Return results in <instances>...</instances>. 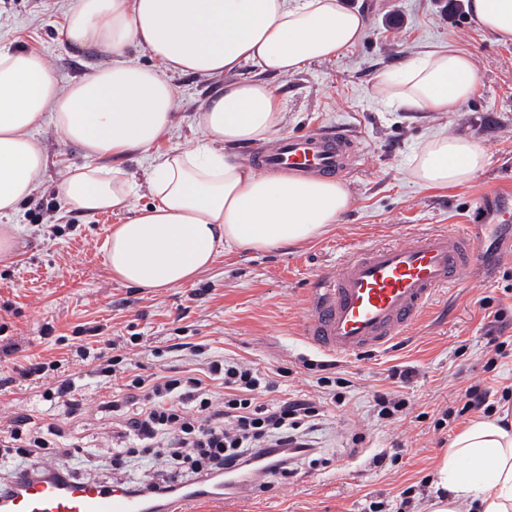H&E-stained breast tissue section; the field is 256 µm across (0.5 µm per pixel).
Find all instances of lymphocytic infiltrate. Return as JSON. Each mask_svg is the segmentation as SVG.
Instances as JSON below:
<instances>
[{"instance_id": "obj_1", "label": "lymphocytic infiltrate", "mask_w": 512, "mask_h": 512, "mask_svg": "<svg viewBox=\"0 0 512 512\" xmlns=\"http://www.w3.org/2000/svg\"><path fill=\"white\" fill-rule=\"evenodd\" d=\"M135 339L108 341L106 349L78 346L73 355L90 377L125 376L123 394L99 402L96 413L112 420V445L108 452L114 470L139 457L159 461V470L141 471L117 488L143 489L167 496L183 481L218 479L224 475L278 473L289 477L296 462L314 459L311 438L325 403L339 404L348 379L337 376L331 360L317 361L322 375L321 399L308 395L280 398L277 381L251 365L217 356L209 358L203 374L142 376L124 354ZM55 361L20 367L22 377L43 386L42 396L51 406L65 410L75 420L87 414L75 378L58 373ZM61 420L35 424L30 415L14 414L0 421V462L20 457L35 461L31 474L61 482L73 480L69 470L52 467L61 454L64 436Z\"/></svg>"}]
</instances>
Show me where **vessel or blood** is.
<instances>
[{
	"label": "vessel or blood",
	"instance_id": "vessel-or-blood-1",
	"mask_svg": "<svg viewBox=\"0 0 512 512\" xmlns=\"http://www.w3.org/2000/svg\"><path fill=\"white\" fill-rule=\"evenodd\" d=\"M356 156L355 140L340 128L286 136L252 154L259 170L298 176L342 173ZM481 258L468 224L357 249L316 278L305 304L304 337L340 357L384 348ZM245 493V485L229 479L187 487L173 501L105 484L25 479L0 492V512H189L192 503L233 506Z\"/></svg>",
	"mask_w": 512,
	"mask_h": 512
}]
</instances>
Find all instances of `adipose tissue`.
Instances as JSON below:
<instances>
[{"instance_id":"adipose-tissue-1","label":"adipose tissue","mask_w":512,"mask_h":512,"mask_svg":"<svg viewBox=\"0 0 512 512\" xmlns=\"http://www.w3.org/2000/svg\"><path fill=\"white\" fill-rule=\"evenodd\" d=\"M473 19L512 43V0H466ZM63 35L76 51L94 47L116 62L60 86L36 52L0 48V255L15 236L5 221L40 186L46 156L34 129L51 121L78 145L87 165L54 187L71 211L122 215L106 244L113 279L135 288H173L207 270L223 252L266 251L319 238L351 205L343 183L326 176L256 174L230 148L271 138L283 121L266 77L338 57L365 31L341 0H71ZM144 47L152 64L125 62ZM255 78L232 79L194 115L189 151H156L175 125L171 75L213 77L244 65ZM468 55L439 49L377 76L380 101L399 112H449L476 91ZM150 157V204L120 164ZM482 146L462 135L431 136L408 173L431 187L467 185L485 165ZM441 492L431 512H512V425L479 418L448 444L436 468Z\"/></svg>"}]
</instances>
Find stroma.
I'll list each match as a JSON object with an SVG mask.
<instances>
[{"label":"stroma","mask_w":512,"mask_h":512,"mask_svg":"<svg viewBox=\"0 0 512 512\" xmlns=\"http://www.w3.org/2000/svg\"><path fill=\"white\" fill-rule=\"evenodd\" d=\"M68 0H0V46L40 54L60 84L111 64L95 50L74 53L61 34ZM363 13L364 37L343 56L315 62L294 74L268 75L278 90L281 133L301 135L325 128L348 129L360 146L355 166L341 180L352 204L339 224L322 237L264 252L220 255L189 283L158 290L113 280L105 242L121 218L83 215L66 209L52 188L71 169L86 163L83 151L60 140L51 123L34 135L46 151L44 181L30 202L10 215L17 234L12 252L0 255V331L19 346L0 361V416L47 414L42 390L20 378L15 364L56 360L62 371L81 374L70 349L78 326L103 328L104 338L138 336L134 350L140 373L200 369L203 359L173 351V344L209 341L215 354L283 371L286 391L316 393L308 364L323 352L302 335L309 288L324 270L336 267L355 248L472 224L483 261L463 275L461 286L441 291L423 318L383 349L339 359L338 371L352 385L339 407L326 409L316 436L328 467L300 463L293 477L274 488L251 492L241 512H369L370 502L411 489L417 512L434 495L432 476L450 439L466 424L458 419L439 429L440 410L451 406L462 381L491 386L495 413H512V342L495 355L489 319L478 301L490 297L503 310L505 335L512 338V259L498 245L512 237V216L499 224H473L479 200L512 184V44L479 29L465 0H344ZM469 55L479 77L476 94L452 112H394L372 94L375 76L409 58L445 46ZM223 78L177 75L175 127L158 151L191 149L198 134L192 115L215 94ZM465 135L486 153L484 169L463 187H428L412 180L408 160L429 136ZM53 332L43 335V325ZM495 368L485 371L487 361ZM413 370L409 383L397 374ZM403 386L412 410L405 420L373 422L377 392ZM66 437L78 446L67 457L77 477L111 483L112 464L103 452L111 443L95 421H72ZM394 454L383 466L372 458Z\"/></svg>","instance_id":"1"}]
</instances>
